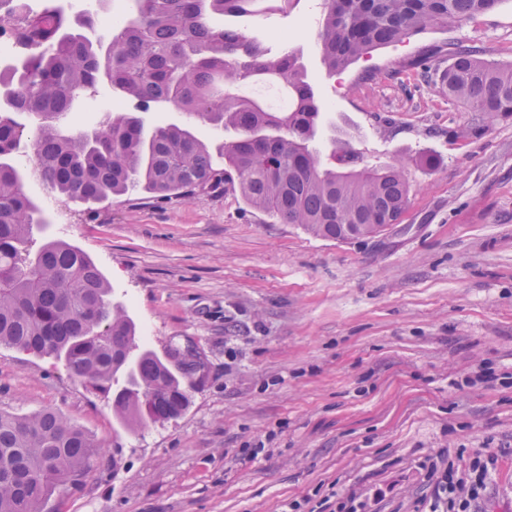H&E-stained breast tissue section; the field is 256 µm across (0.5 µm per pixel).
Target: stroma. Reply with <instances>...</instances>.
<instances>
[{
	"label": "stroma",
	"mask_w": 512,
	"mask_h": 512,
	"mask_svg": "<svg viewBox=\"0 0 512 512\" xmlns=\"http://www.w3.org/2000/svg\"><path fill=\"white\" fill-rule=\"evenodd\" d=\"M320 3L250 26L301 54L324 104L317 148L403 161L402 223L323 239L231 188L44 206L34 241L79 247L149 348L192 341L208 370L182 416L131 431L63 362L0 346V410L57 411L102 448L43 512H334L352 489L367 512H427L417 462L443 450L462 469L493 452L472 512H512V117L485 125L404 66L442 44L512 63V0L335 75Z\"/></svg>",
	"instance_id": "obj_1"
}]
</instances>
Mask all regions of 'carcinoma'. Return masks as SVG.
Listing matches in <instances>:
<instances>
[{"label": "carcinoma", "mask_w": 512, "mask_h": 512, "mask_svg": "<svg viewBox=\"0 0 512 512\" xmlns=\"http://www.w3.org/2000/svg\"><path fill=\"white\" fill-rule=\"evenodd\" d=\"M300 0H128L123 24L97 33L87 13L63 10L34 25L40 50L0 67V346L53 356L93 389L112 394L127 428L179 418L203 367L201 351L139 343L136 326L112 303V288L75 245L46 239L32 248L42 211L14 158L23 141L33 173L63 200L96 204L140 191L158 200L238 188L282 224L332 240L360 237L357 224H399L409 200L401 163L357 169L344 143L327 163L313 146L323 106L300 56L274 53L259 32L224 24L288 16ZM502 0H322L315 43L330 73L371 50L435 26L496 9ZM442 73L441 92L487 122L512 116V63L457 49L441 67L433 51L407 63ZM100 84L133 112H106L92 129L65 124ZM168 101L236 137L218 146L224 166L186 125L141 113ZM122 383L115 384L116 377ZM100 455L80 427L53 410L0 412V512H41L59 485L79 486Z\"/></svg>", "instance_id": "cac0c4a2"}]
</instances>
